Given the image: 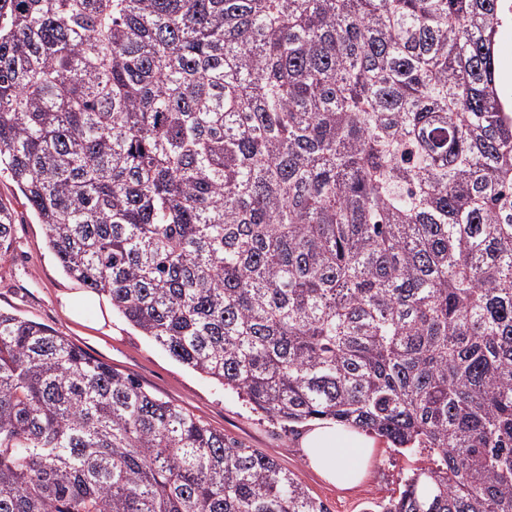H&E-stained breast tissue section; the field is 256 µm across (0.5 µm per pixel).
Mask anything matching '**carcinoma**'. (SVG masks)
Wrapping results in <instances>:
<instances>
[{"mask_svg":"<svg viewBox=\"0 0 512 512\" xmlns=\"http://www.w3.org/2000/svg\"><path fill=\"white\" fill-rule=\"evenodd\" d=\"M501 0H0V173L62 270L294 428L428 451L381 512H512ZM12 214L0 204V257ZM0 512H330L0 311Z\"/></svg>","mask_w":512,"mask_h":512,"instance_id":"cac0c4a2","label":"carcinoma"}]
</instances>
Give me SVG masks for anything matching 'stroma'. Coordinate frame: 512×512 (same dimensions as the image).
<instances>
[{
  "label": "stroma",
  "mask_w": 512,
  "mask_h": 512,
  "mask_svg": "<svg viewBox=\"0 0 512 512\" xmlns=\"http://www.w3.org/2000/svg\"><path fill=\"white\" fill-rule=\"evenodd\" d=\"M0 204L13 215L12 245L0 260V309L52 327L90 357L134 378L145 390L194 414L213 430L250 448L268 452L292 471L330 512H367L372 503L398 494L422 455L401 453L377 438L362 481L341 489L308 463L300 432L288 431L254 412L236 392L219 386L174 359L123 318L90 303L80 318L66 313L63 299L77 292L45 241V230L7 175L0 174Z\"/></svg>",
  "instance_id": "stroma-1"
}]
</instances>
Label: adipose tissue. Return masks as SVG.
<instances>
[{
  "mask_svg": "<svg viewBox=\"0 0 512 512\" xmlns=\"http://www.w3.org/2000/svg\"><path fill=\"white\" fill-rule=\"evenodd\" d=\"M375 444V439L331 422L313 424L302 441L310 465L329 482L344 487L359 479L361 462Z\"/></svg>",
  "mask_w": 512,
  "mask_h": 512,
  "instance_id": "adipose-tissue-1",
  "label": "adipose tissue"
}]
</instances>
